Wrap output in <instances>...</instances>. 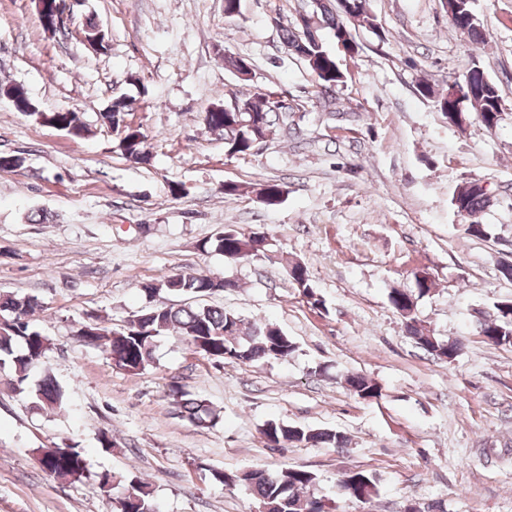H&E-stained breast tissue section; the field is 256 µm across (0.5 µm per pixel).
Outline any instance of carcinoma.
Segmentation results:
<instances>
[{
    "instance_id": "cac0c4a2",
    "label": "carcinoma",
    "mask_w": 512,
    "mask_h": 512,
    "mask_svg": "<svg viewBox=\"0 0 512 512\" xmlns=\"http://www.w3.org/2000/svg\"><path fill=\"white\" fill-rule=\"evenodd\" d=\"M367 0H336V7L321 4L313 11L317 18L315 31L306 32L298 24L280 26L283 41L292 44L296 57L304 61L320 85L330 88L344 82L336 56L327 52L318 30L325 27L333 32L336 43L352 47L355 37L343 22L348 18L362 27L375 29L374 19L366 7ZM451 8L453 26L477 41L480 39V22L471 8V0H443ZM462 95L453 92V86L437 99V107L448 118V123L459 126V107L468 103L475 110L478 122L488 131L498 128L501 96L496 85L488 79L476 62L468 69L464 81L457 83ZM15 109L70 135L79 136L85 125L76 112H40L38 108L27 110L31 99L25 89L17 84L9 86ZM252 114L237 115L218 106L208 109L205 122L208 129L224 136V149L231 157H247L256 146L269 136L273 126V114L281 104L271 92L258 91L241 101ZM130 111L124 99H115L106 111L99 113L102 124L121 129L118 148L121 154L136 164L149 161L146 137L140 127L126 121ZM268 207L280 205L286 194L280 183L265 184ZM490 200L480 183L467 182L452 198L456 212L467 221L466 231L477 238L488 237L487 225L480 223L479 215L489 206ZM201 251L221 255L226 260H259L267 256L270 243L261 232L242 233L226 226L224 230L203 240ZM287 275L300 295L316 309L325 307V301L315 288L308 266L301 262L287 265ZM237 287V282L221 277L202 274L165 276L142 284L141 291L148 306L134 314L135 322L112 329L103 324L98 316L87 317L76 331V336L86 345L100 346L105 343L112 365L126 372L138 373L154 363L155 340L158 336L173 333L195 354L207 359L225 360L236 364H250L261 359L286 360L296 351L295 344L279 327L257 321H248L230 308H218L202 301ZM436 291L434 280L425 269L412 272L411 285L393 288L387 301L400 316L407 333L419 348L428 354L453 362L461 353V345L452 339H443L427 330L417 319V305L423 298ZM162 293L186 296L192 304H156L154 298ZM35 295H0V368L10 367L14 373L15 389L23 393L27 389L29 373L45 363L51 349L50 339L35 329L30 317L40 309ZM495 312L477 320V329L485 341L495 345H512V299L494 305ZM347 390L363 400H379L381 386L371 377L357 372L344 375ZM169 396L176 405L180 418L200 428H212L220 421V411L206 399L183 386L172 383ZM38 407L51 412L66 409L69 392L51 375H46L33 391ZM263 434L270 442L300 443L327 448H343L347 437L328 428H312L296 424L271 421ZM40 462L45 470L58 479L80 481L87 477L86 466L77 446L41 449ZM214 478L228 487L243 485L259 503L260 512H336V504L314 494L316 475L303 469H288L281 473H269L263 469L242 471L236 474L214 473ZM99 488L113 493L115 512H159L148 483L136 478L102 473L97 476ZM377 493V479L362 470H350L338 482L339 497L351 502H365Z\"/></svg>"
}]
</instances>
